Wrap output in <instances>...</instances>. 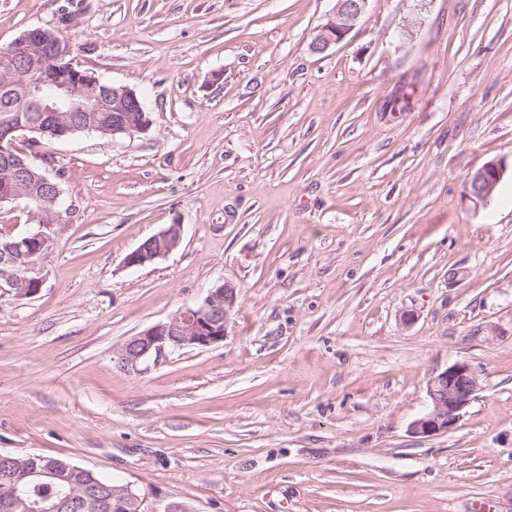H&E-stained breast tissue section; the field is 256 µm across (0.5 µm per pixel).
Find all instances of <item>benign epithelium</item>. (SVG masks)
<instances>
[{
	"label": "benign epithelium",
	"mask_w": 512,
	"mask_h": 512,
	"mask_svg": "<svg viewBox=\"0 0 512 512\" xmlns=\"http://www.w3.org/2000/svg\"><path fill=\"white\" fill-rule=\"evenodd\" d=\"M367 4L368 0H336L334 10L313 38L311 49L322 52L342 42L356 27ZM71 55V42L61 38L58 30L31 29L13 43L10 51L0 55V76L13 94L36 103L38 111L59 118L58 128L53 133L57 140L81 133L104 132L97 117L99 112L112 113L114 139L130 137L148 128L149 117L135 90L110 85L79 69L70 61ZM25 132L44 135L48 130L36 123L0 125V156L13 183L10 192L0 196V207L24 206L29 223L36 226L0 247V291L31 298L40 292L43 277L40 265L23 262L25 250L37 248L44 260L51 254L53 239L47 229L57 220L55 213L62 204L63 190L57 179L46 173L39 177V183L45 189L51 188V194H42L30 182L29 155L15 146L16 139ZM505 170L503 161L492 160L468 175L467 199L476 205L485 202ZM182 232V225H168L130 252L125 257V265L144 267L165 257L180 245ZM237 304L235 285L224 282L210 289L201 303L186 306L167 321L129 337L116 352L118 366L129 374H141L147 370L150 360H159L167 351L206 348L224 341L229 317ZM477 390V377L467 363L456 362L449 366L429 381L428 408L412 423L411 432L425 438L451 430ZM26 478L63 479L65 475L56 470L29 468L20 475L11 474L13 493L0 500V512H17L26 505L19 488ZM62 504L72 505L79 512H100L103 501L96 492L89 490L80 497L70 492L64 494ZM112 508L127 512H192L181 502H169L162 508L150 506L129 485L112 487Z\"/></svg>",
	"instance_id": "7a95c632"
}]
</instances>
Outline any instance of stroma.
Segmentation results:
<instances>
[{
	"mask_svg": "<svg viewBox=\"0 0 512 512\" xmlns=\"http://www.w3.org/2000/svg\"><path fill=\"white\" fill-rule=\"evenodd\" d=\"M335 5L0 0V51L68 9L74 64L150 119L36 148L65 209L40 292L0 295V451L192 512H512V0H368L312 52ZM225 282L223 342L119 368ZM456 362L474 400L412 434ZM368 0H336L334 10L311 42L314 52H323L342 42L365 13ZM505 170L506 166L502 160H492L468 175L465 181L467 199L474 205L484 203L493 194ZM183 227L170 224L157 234L143 240L139 246L125 257L129 268L144 267L152 264L175 250L182 241Z\"/></svg>",
	"mask_w": 512,
	"mask_h": 512,
	"instance_id": "stroma-1",
	"label": "stroma"
}]
</instances>
